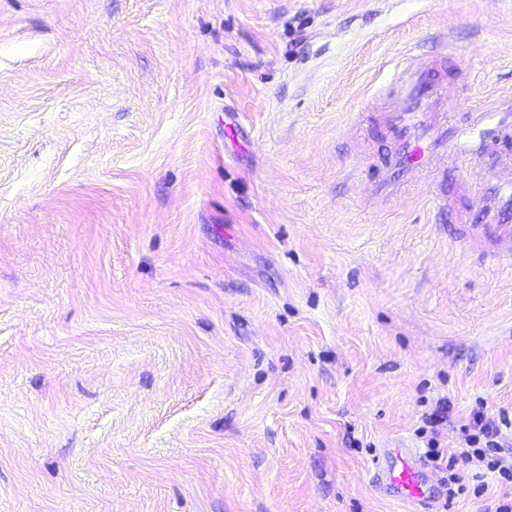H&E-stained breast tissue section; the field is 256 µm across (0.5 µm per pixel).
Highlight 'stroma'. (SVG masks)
<instances>
[{"mask_svg":"<svg viewBox=\"0 0 512 512\" xmlns=\"http://www.w3.org/2000/svg\"><path fill=\"white\" fill-rule=\"evenodd\" d=\"M408 45L457 126L512 93V0H0V512H411L381 449L512 418L473 170L348 177ZM456 469L435 512L512 500Z\"/></svg>","mask_w":512,"mask_h":512,"instance_id":"stroma-1","label":"stroma"}]
</instances>
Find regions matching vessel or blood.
I'll list each match as a JSON object with an SVG mask.
<instances>
[{
	"label": "vessel or blood",
	"instance_id": "1",
	"mask_svg": "<svg viewBox=\"0 0 512 512\" xmlns=\"http://www.w3.org/2000/svg\"><path fill=\"white\" fill-rule=\"evenodd\" d=\"M445 87L423 62L400 61L386 81L387 121L392 151L388 167L407 177L433 169L451 155H465L480 163L486 149L499 139L512 137V96L470 106L468 128L456 127L443 111ZM479 202L485 223L466 226L461 239L489 241L501 268L512 271V225L503 223L512 212V157H499L481 176ZM377 481L395 498L425 503L433 488L420 457L409 448H385L373 462Z\"/></svg>",
	"mask_w": 512,
	"mask_h": 512
}]
</instances>
